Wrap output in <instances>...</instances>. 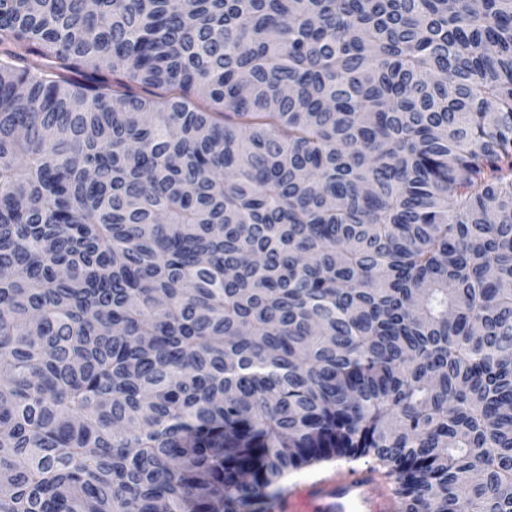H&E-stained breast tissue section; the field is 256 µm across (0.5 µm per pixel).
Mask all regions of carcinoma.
<instances>
[{
	"instance_id": "cac0c4a2",
	"label": "carcinoma",
	"mask_w": 512,
	"mask_h": 512,
	"mask_svg": "<svg viewBox=\"0 0 512 512\" xmlns=\"http://www.w3.org/2000/svg\"><path fill=\"white\" fill-rule=\"evenodd\" d=\"M0 271V512H512V0H0ZM362 468L363 461L333 459L301 469L288 476V487L330 476L338 468ZM275 512H396L397 497L393 490L379 486L372 470L354 469L336 472L327 485L310 484L289 490L276 499Z\"/></svg>"
}]
</instances>
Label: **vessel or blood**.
I'll return each instance as SVG.
<instances>
[{
	"label": "vessel or blood",
	"instance_id": "b4317fda",
	"mask_svg": "<svg viewBox=\"0 0 512 512\" xmlns=\"http://www.w3.org/2000/svg\"><path fill=\"white\" fill-rule=\"evenodd\" d=\"M276 512H397L393 490L370 469L340 470L327 485L310 484L277 498Z\"/></svg>",
	"mask_w": 512,
	"mask_h": 512
}]
</instances>
